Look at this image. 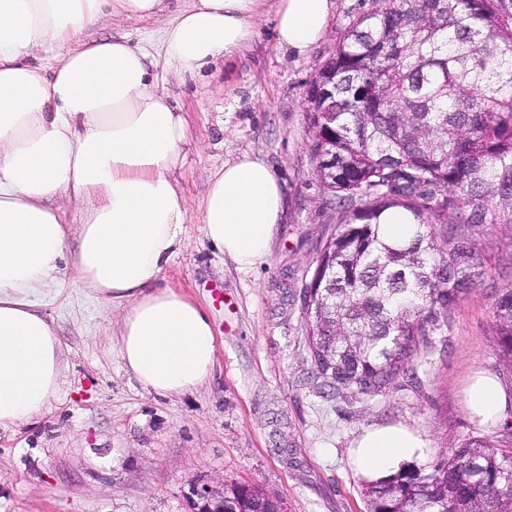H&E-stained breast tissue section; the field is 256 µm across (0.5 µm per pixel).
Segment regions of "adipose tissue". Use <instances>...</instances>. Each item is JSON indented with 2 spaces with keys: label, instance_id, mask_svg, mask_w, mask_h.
<instances>
[{
  "label": "adipose tissue",
  "instance_id": "obj_1",
  "mask_svg": "<svg viewBox=\"0 0 512 512\" xmlns=\"http://www.w3.org/2000/svg\"><path fill=\"white\" fill-rule=\"evenodd\" d=\"M264 0H191L161 30L159 53L194 75L256 33ZM168 0H0V434L45 414L60 392L61 344L42 311L65 255L104 300L124 307L118 353L146 390L174 396L202 387L216 357L204 308L158 282L182 244L188 216L170 173L186 141L184 117L154 88V55L126 39L81 41L105 12L159 16ZM333 0H279L275 39L304 52L326 32ZM55 63L37 64L45 48ZM82 205L71 231L48 204ZM284 212L282 185L250 153L209 178L207 240L238 269L264 263ZM77 250H70V238ZM463 402L472 420L501 424L512 391L474 372ZM428 440L403 423L365 429L354 463L368 481L426 456Z\"/></svg>",
  "mask_w": 512,
  "mask_h": 512
}]
</instances>
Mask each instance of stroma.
Listing matches in <instances>:
<instances>
[{"instance_id":"obj_1","label":"stroma","mask_w":512,"mask_h":512,"mask_svg":"<svg viewBox=\"0 0 512 512\" xmlns=\"http://www.w3.org/2000/svg\"><path fill=\"white\" fill-rule=\"evenodd\" d=\"M276 4L267 0L248 44L199 74L177 75L163 60L156 67L155 88L182 112L188 136L171 176L189 222L159 285L208 312L217 347L210 379L181 396L142 388L118 354L124 308L62 264L43 305L62 345L61 391L46 415L0 436V512H191L185 494L199 482L279 495L286 512H367L350 453L368 427L402 422L420 430L429 466L472 437L512 440V417L481 426L462 405L473 370L512 388L493 328L494 292L512 284L499 273L512 265L501 224L477 227L491 268L449 311L432 347L415 356L416 378H397L360 400L310 382L301 290L338 213L326 204L309 152L307 93L373 0H334L322 41L305 54L274 41ZM168 20L106 15L82 37L121 35L153 49ZM246 151L271 167L285 196L269 259L248 273L209 245L201 224L211 171Z\"/></svg>"}]
</instances>
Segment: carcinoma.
Instances as JSON below:
<instances>
[{
  "label": "carcinoma",
  "mask_w": 512,
  "mask_h": 512,
  "mask_svg": "<svg viewBox=\"0 0 512 512\" xmlns=\"http://www.w3.org/2000/svg\"><path fill=\"white\" fill-rule=\"evenodd\" d=\"M315 74L332 94L307 113L321 183L341 215L321 241L326 271L306 320L315 378L372 396L414 371L441 315L479 286L491 256L465 226L512 224V0H375ZM407 211L405 244L380 217ZM431 224L448 230L436 235ZM512 364V289L495 295ZM233 512H283L280 497L225 488ZM367 512H512V446L475 437L429 469L366 485Z\"/></svg>",
  "instance_id": "1"
}]
</instances>
